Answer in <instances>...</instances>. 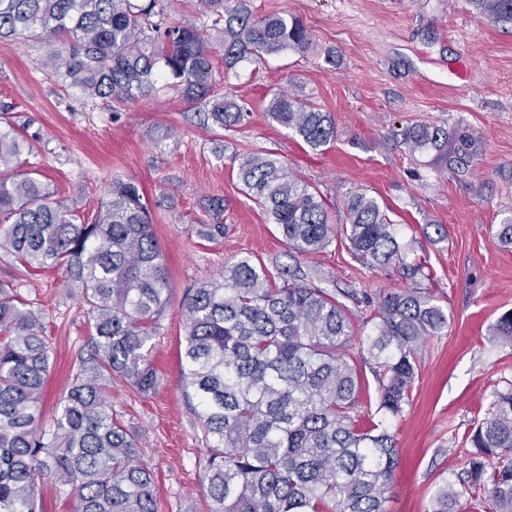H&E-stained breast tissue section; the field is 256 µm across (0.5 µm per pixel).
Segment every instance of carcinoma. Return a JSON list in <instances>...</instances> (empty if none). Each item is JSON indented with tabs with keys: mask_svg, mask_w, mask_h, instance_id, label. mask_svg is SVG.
Listing matches in <instances>:
<instances>
[{
	"mask_svg": "<svg viewBox=\"0 0 512 512\" xmlns=\"http://www.w3.org/2000/svg\"><path fill=\"white\" fill-rule=\"evenodd\" d=\"M489 25L512 23V0H471ZM224 48V70L286 51L303 53L311 30L285 12L257 17L250 0H200ZM160 0H0V39L45 41L40 68L88 100L116 104L154 89L160 69L191 102L208 101L220 129L244 120L234 99L209 100V35L196 26L162 28ZM267 118L314 152L336 137L330 113L282 91ZM413 149L448 147V129L418 124L403 132ZM26 140L0 127V249L32 270L64 268L88 306L91 349L80 359L54 426L41 424L50 349L39 313L0 281V512H37V480L71 487L75 512H157L154 472L139 461L138 436L114 418L106 390L120 379L155 390L153 337L170 303L169 273L151 230L148 197L133 179L115 178L91 214L50 200L32 173L17 168ZM456 162L474 157L459 134ZM243 193L271 217L288 247L308 255L336 239L369 265L397 261L412 286L379 295L360 339L381 392L379 410L398 415L417 376L418 352L448 329V313L420 287L424 266L408 263L388 210L356 191L345 221L272 153L238 164ZM209 237L224 234V201L211 199ZM356 292L305 282L297 269H273L243 256L222 279L189 288L180 302L182 387L205 432L210 512H385L398 465L394 436L358 424L362 379L349 347L347 305ZM493 333L512 344V311ZM475 448L467 512H512V387L498 391L466 435ZM463 493L448 477L427 512H460Z\"/></svg>",
	"mask_w": 512,
	"mask_h": 512,
	"instance_id": "carcinoma-1",
	"label": "carcinoma"
}]
</instances>
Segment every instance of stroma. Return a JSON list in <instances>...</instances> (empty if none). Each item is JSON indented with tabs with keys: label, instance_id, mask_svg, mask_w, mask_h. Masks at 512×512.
Wrapping results in <instances>:
<instances>
[{
	"label": "stroma",
	"instance_id": "stroma-1",
	"mask_svg": "<svg viewBox=\"0 0 512 512\" xmlns=\"http://www.w3.org/2000/svg\"><path fill=\"white\" fill-rule=\"evenodd\" d=\"M251 7L259 16L299 18L314 44L228 73L222 46L211 42L212 97H234L249 110L228 130L207 123L205 105L187 102L161 79L149 95L123 104L88 101L39 68L43 44L0 41V101L13 104L11 121L27 141L20 168L37 170L54 200L84 214L106 200L115 177L137 180L152 204L171 288L153 339L158 384L142 395L116 381L109 399L139 436L141 459L155 473L158 512L209 510L204 472L212 440L181 389L187 288L219 278L225 262L244 255L270 267H300L369 299L408 285L398 263L363 264L340 239L314 255L290 250L243 194L237 158L276 153L326 200L335 223L343 222V200L355 190L387 207L407 258L426 262L423 287L451 318L442 335L422 345L409 400L386 420L400 452L386 512H426L442 478L469 467L472 449L463 435L493 394L512 386V345L491 334L512 310V245L496 236L512 216V24H484L469 0H251ZM457 37L471 42L478 62L472 89L458 96L448 88ZM330 52L332 66L324 62ZM283 90L330 113L336 137L327 150L313 153L291 131L269 124L265 106ZM414 124L462 126L479 155L453 172L442 152L402 143L400 131ZM212 198L224 201V234L216 239L205 236ZM429 224L441 225V234L426 233ZM0 280L42 310L54 357L42 423L52 428L87 350V307L64 271L29 273L2 252Z\"/></svg>",
	"mask_w": 512,
	"mask_h": 512
}]
</instances>
